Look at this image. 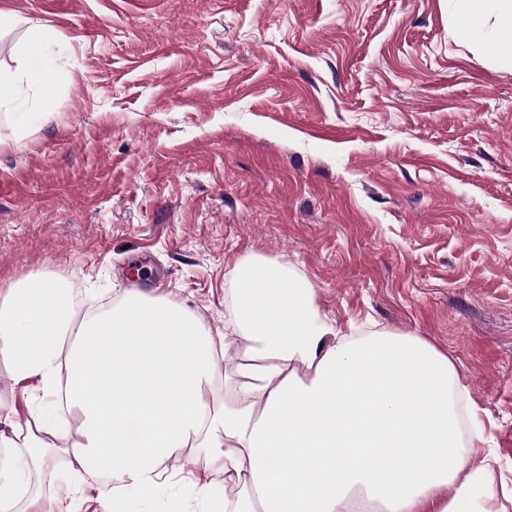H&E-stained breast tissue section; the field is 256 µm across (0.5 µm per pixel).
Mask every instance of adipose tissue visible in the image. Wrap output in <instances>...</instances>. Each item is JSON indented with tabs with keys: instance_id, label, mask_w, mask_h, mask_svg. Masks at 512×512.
<instances>
[{
	"instance_id": "adipose-tissue-1",
	"label": "adipose tissue",
	"mask_w": 512,
	"mask_h": 512,
	"mask_svg": "<svg viewBox=\"0 0 512 512\" xmlns=\"http://www.w3.org/2000/svg\"><path fill=\"white\" fill-rule=\"evenodd\" d=\"M456 5L466 39L512 43V0ZM49 39L35 28L18 47L33 80L53 72ZM228 281L218 339L161 295L130 290L80 315L51 276L0 291V365L80 417L74 480L111 476L97 492L126 512L129 493H158L166 463L187 451L209 476L197 500L233 489L224 512H478L479 488V512H506L491 470L468 468L459 452L460 382L447 355L385 330L339 337L291 263L254 257ZM223 351L239 360L227 384ZM61 438L44 424L0 431V512H17L28 493L15 463L47 466Z\"/></svg>"
}]
</instances>
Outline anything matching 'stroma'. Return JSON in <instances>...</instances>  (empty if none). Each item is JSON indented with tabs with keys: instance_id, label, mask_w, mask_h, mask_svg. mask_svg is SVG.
<instances>
[{
	"instance_id": "35a3bbf8",
	"label": "stroma",
	"mask_w": 512,
	"mask_h": 512,
	"mask_svg": "<svg viewBox=\"0 0 512 512\" xmlns=\"http://www.w3.org/2000/svg\"><path fill=\"white\" fill-rule=\"evenodd\" d=\"M0 290L37 273L85 305L135 287L224 333L228 271L293 263L337 329L447 354L512 490V55L461 46L455 0H0ZM60 47L22 73L29 22ZM0 366V416L76 436ZM70 458L32 491L106 512Z\"/></svg>"
}]
</instances>
